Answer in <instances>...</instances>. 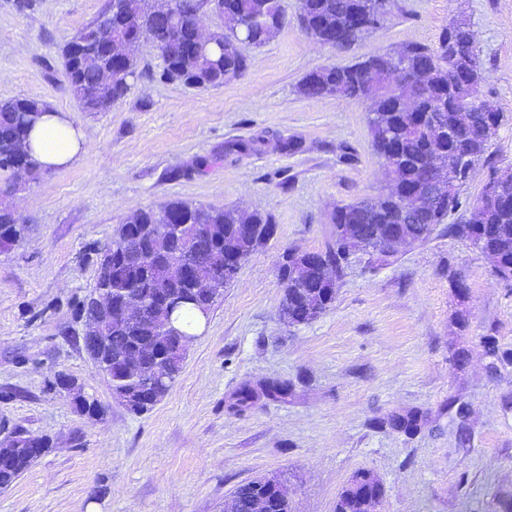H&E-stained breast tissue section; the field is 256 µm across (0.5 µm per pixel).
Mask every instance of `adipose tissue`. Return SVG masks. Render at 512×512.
I'll return each mask as SVG.
<instances>
[{
	"mask_svg": "<svg viewBox=\"0 0 512 512\" xmlns=\"http://www.w3.org/2000/svg\"><path fill=\"white\" fill-rule=\"evenodd\" d=\"M32 156L45 167H64L84 151L80 130L63 113L53 110L43 114L29 136Z\"/></svg>",
	"mask_w": 512,
	"mask_h": 512,
	"instance_id": "adipose-tissue-1",
	"label": "adipose tissue"
}]
</instances>
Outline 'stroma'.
Wrapping results in <instances>:
<instances>
[{"mask_svg": "<svg viewBox=\"0 0 512 512\" xmlns=\"http://www.w3.org/2000/svg\"><path fill=\"white\" fill-rule=\"evenodd\" d=\"M17 3L0 0V98L48 102L81 129L85 151L20 178L7 198L30 232L0 251V442L51 446L0 490V512H224L239 484L264 476L287 485L292 512H333L359 471L382 484L379 512H503L512 360H494L484 339L512 353V280L440 228L378 267L354 259L332 306L288 327L278 265L287 250L324 249L335 205L387 188L366 104L298 94L322 67L430 45L467 20L480 97L504 120L448 223L468 217L491 171L512 172V0H389L384 25L344 53L307 37L299 0H283L284 26L246 48L242 76L206 89L163 80L145 41L138 78L106 112L73 96L62 48L112 0ZM174 199L268 215L277 233L214 303L168 394L136 415L93 369L77 304L115 228ZM61 375L102 405V420L55 387ZM265 382L287 384V396L236 406L241 388ZM407 413L417 430L391 426Z\"/></svg>", "mask_w": 512, "mask_h": 512, "instance_id": "obj_1", "label": "stroma"}]
</instances>
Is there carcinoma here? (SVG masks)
<instances>
[{
    "mask_svg": "<svg viewBox=\"0 0 512 512\" xmlns=\"http://www.w3.org/2000/svg\"><path fill=\"white\" fill-rule=\"evenodd\" d=\"M222 25L211 40L193 45L197 36L194 23L203 0H168L159 8L156 0H112L105 18L78 32L65 44L63 56L73 94L89 112H107L124 98L131 80L138 75V59L132 45L149 38L162 59L160 77L197 88L218 87L241 76L247 69L244 48L261 47L267 37L264 22L269 17L285 18L281 0H223ZM387 0H300L299 23L304 33L318 43L338 52H347L367 35L351 24L350 12L356 6L370 11L386 9ZM348 32L345 42L329 43L330 33ZM460 48V56L476 51L471 27L455 21L444 28L435 46L408 44L397 52L367 55L350 65H331L316 70L302 80L298 93L305 98L336 96L371 102L367 113L372 146L386 173H395L396 181L384 193L368 199L336 206L331 223L333 231L325 249L314 252L315 264L308 279L296 283L283 255L278 276L288 294L281 299L280 310L288 312L294 324L311 321L304 296L317 293L320 311L336 299V281L350 264L354 251L345 243V226L359 227L369 241L379 234L403 232L416 245L426 243L438 226L460 205L459 190L468 181L462 155L469 163H478L488 146L479 142L485 125L482 106L460 111L454 90L469 72L448 59V43ZM194 51H189L190 46ZM407 71L392 75L397 60ZM112 69L103 80L105 69ZM404 99H415L418 109L408 112L400 107ZM48 105L35 99H0V173L13 174L18 166L30 175L41 166L24 149L31 130ZM434 143L442 165L443 183L455 187L448 193L429 196L426 147ZM497 189L496 206L474 205L472 222L448 225V234L475 239L481 252L499 256V267L512 271V174L489 175ZM252 225L243 257L266 244L277 233V224L262 214L245 215L235 208H209L181 200L160 209L136 211L120 224L112 241V270L99 271L94 289L106 288L112 294L113 314L109 325L101 329L102 345L112 355L107 378L112 394L130 412L150 411L170 390L178 377L184 351L177 338L166 335L173 327L182 335L194 336L197 322L180 324L182 316L200 306L212 307L224 286L236 277L241 264L231 261L218 268L209 265L216 251L238 247L240 225ZM27 225L18 222L8 207H0V246L15 245L26 237ZM192 265L208 276L215 288L200 293L201 302L190 298L194 286L189 282L173 284L167 279L166 266L173 259ZM128 301L148 310V316L136 326L129 325L118 311ZM82 402L76 408L90 417L103 414L97 400L77 394ZM29 467L22 457H7L0 448V488L11 486ZM374 487L364 493L347 484L336 500L334 512H374L375 498L382 497L380 481L370 476ZM237 512H291L290 504L280 503L275 491L258 486L253 479L240 484L232 495Z\"/></svg>",
    "mask_w": 512,
    "mask_h": 512,
    "instance_id": "obj_1",
    "label": "carcinoma"
}]
</instances>
